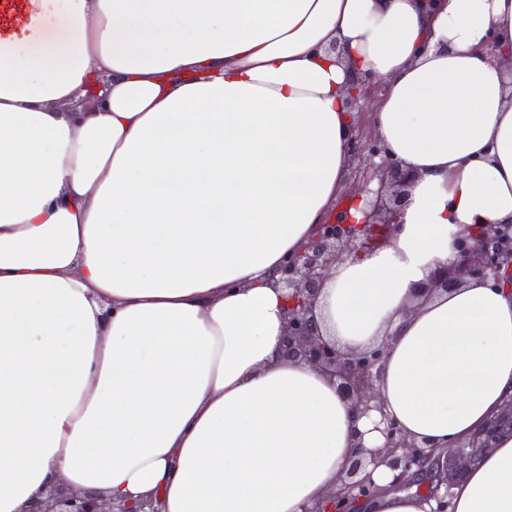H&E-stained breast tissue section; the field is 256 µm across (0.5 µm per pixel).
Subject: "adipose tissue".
Returning <instances> with one entry per match:
<instances>
[{"instance_id": "obj_1", "label": "adipose tissue", "mask_w": 512, "mask_h": 512, "mask_svg": "<svg viewBox=\"0 0 512 512\" xmlns=\"http://www.w3.org/2000/svg\"><path fill=\"white\" fill-rule=\"evenodd\" d=\"M510 46L512 0H0V512L63 486L311 512L362 447L361 512H434L395 487L383 420L429 451L512 402V286L415 297L512 223ZM360 79L409 174L386 243L318 297L324 335L383 350L362 415L281 357L275 286L318 225L364 217L343 191ZM448 512H512V432Z\"/></svg>"}]
</instances>
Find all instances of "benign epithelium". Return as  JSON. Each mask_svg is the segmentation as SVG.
Wrapping results in <instances>:
<instances>
[{"label":"benign epithelium","instance_id":"obj_1","mask_svg":"<svg viewBox=\"0 0 512 512\" xmlns=\"http://www.w3.org/2000/svg\"><path fill=\"white\" fill-rule=\"evenodd\" d=\"M352 152L364 164L363 180L358 191L371 197V211L360 222L347 224H322L315 238L298 255L282 265L277 284L285 294V336L281 356L302 361L320 369L334 378L339 393L355 406L368 410L372 399L374 378L381 370L383 351L380 348L355 353H344L336 345L326 341L319 332L314 309L321 284L336 261L343 255L359 258L387 238L393 226L397 208H381L382 197L392 186L404 187L407 173L400 163L391 158L381 140L370 146L353 143ZM377 188H371L373 181ZM509 280L512 283V225L484 227L481 238L472 245L463 240L458 255L450 264L436 268L417 292L426 296L439 289L446 291L469 280ZM512 427V403L493 419L483 431L464 444L457 445L437 456L425 453L414 442L402 437L397 424L386 422L383 433L385 447L391 460L389 465L399 471L395 485L408 486L425 471L435 472L439 484L444 486L443 495L433 489L437 498L434 512H448V492L465 471L478 463L482 455L492 448L494 434L503 427ZM364 466V460L351 461L348 476L353 481L345 485L347 496L334 493L332 507L323 512H357L351 504L369 497L377 491L370 477L355 479ZM27 512H160L158 501L128 499L115 504L103 497L80 492L55 491L50 498Z\"/></svg>","mask_w":512,"mask_h":512}]
</instances>
